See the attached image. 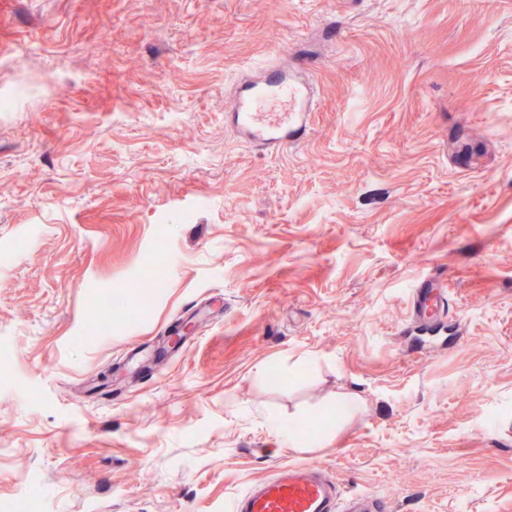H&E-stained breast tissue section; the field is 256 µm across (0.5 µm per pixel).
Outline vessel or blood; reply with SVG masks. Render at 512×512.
<instances>
[{"label": "vessel or blood", "mask_w": 512, "mask_h": 512, "mask_svg": "<svg viewBox=\"0 0 512 512\" xmlns=\"http://www.w3.org/2000/svg\"><path fill=\"white\" fill-rule=\"evenodd\" d=\"M237 127L253 139L283 148L297 140L309 110L307 86L288 75L250 82L234 103ZM448 303L444 287L424 283L412 298L411 315L422 325L437 322ZM227 512H388L371 494H341L316 465L280 467L270 478L251 483L234 496Z\"/></svg>", "instance_id": "1"}]
</instances>
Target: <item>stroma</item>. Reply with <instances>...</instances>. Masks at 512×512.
<instances>
[{"instance_id": "obj_1", "label": "stroma", "mask_w": 512, "mask_h": 512, "mask_svg": "<svg viewBox=\"0 0 512 512\" xmlns=\"http://www.w3.org/2000/svg\"><path fill=\"white\" fill-rule=\"evenodd\" d=\"M288 62L316 106L267 153L226 111ZM1 100L0 498L225 512L317 463L512 512V0H0ZM447 303L446 289L426 282L417 288L412 298L411 315L421 325H432L441 318Z\"/></svg>"}]
</instances>
